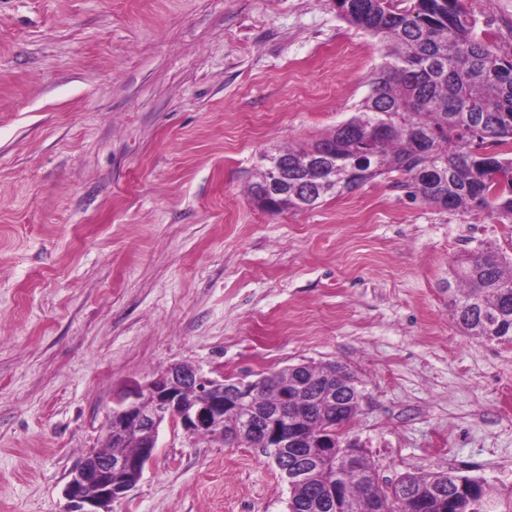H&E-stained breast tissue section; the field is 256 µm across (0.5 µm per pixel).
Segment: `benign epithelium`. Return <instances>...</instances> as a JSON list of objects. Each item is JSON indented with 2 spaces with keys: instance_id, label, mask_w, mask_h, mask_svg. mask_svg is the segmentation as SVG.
<instances>
[{
  "instance_id": "7a95c632",
  "label": "benign epithelium",
  "mask_w": 512,
  "mask_h": 512,
  "mask_svg": "<svg viewBox=\"0 0 512 512\" xmlns=\"http://www.w3.org/2000/svg\"><path fill=\"white\" fill-rule=\"evenodd\" d=\"M286 165L282 157L271 162L272 178L254 194L257 205L274 207L278 197L274 186ZM251 395L249 381L206 378L198 368L183 363L168 366L143 386H134L107 415V449L88 453L70 472L65 486L66 512H112V504L135 486L128 477L143 474L166 421L179 423L192 437L218 435L259 448L296 449L290 456L279 457L278 469L287 484L303 478L311 462L330 458L338 450L346 471L358 472V460L364 454L358 438L341 440L326 430L315 433L305 429L307 408L287 395L276 408L255 412ZM131 436L140 441L143 451L136 456L112 455V448L125 447ZM310 448L318 449V455L309 453Z\"/></svg>"
}]
</instances>
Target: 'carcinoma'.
I'll list each match as a JSON object with an SVG mask.
<instances>
[{"instance_id": "obj_1", "label": "carcinoma", "mask_w": 512, "mask_h": 512, "mask_svg": "<svg viewBox=\"0 0 512 512\" xmlns=\"http://www.w3.org/2000/svg\"><path fill=\"white\" fill-rule=\"evenodd\" d=\"M338 16L376 38L383 62L352 116L309 147L290 148L288 194L281 210L308 209L396 173L409 193L448 210L488 211L512 224V56L499 54L478 32L461 0H336ZM449 306L467 336L512 343V257L479 245L452 267ZM336 364L291 365L253 385L257 408L272 405L303 376L328 377ZM360 411L349 393L316 407L313 424L327 429ZM362 473L342 480L331 460L288 486L292 512L325 488L339 487L338 512H481L483 484L451 468L407 472L383 487L367 457Z\"/></svg>"}]
</instances>
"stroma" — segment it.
<instances>
[{"mask_svg": "<svg viewBox=\"0 0 512 512\" xmlns=\"http://www.w3.org/2000/svg\"><path fill=\"white\" fill-rule=\"evenodd\" d=\"M512 54V0H462ZM382 62L333 0H0V512H65L115 402L173 363L338 362L381 482L444 466L512 512V343L464 335L451 266L512 224L388 178L271 214L265 158L347 120ZM258 449L163 424L113 512H286Z\"/></svg>", "mask_w": 512, "mask_h": 512, "instance_id": "35a3bbf8", "label": "stroma"}]
</instances>
